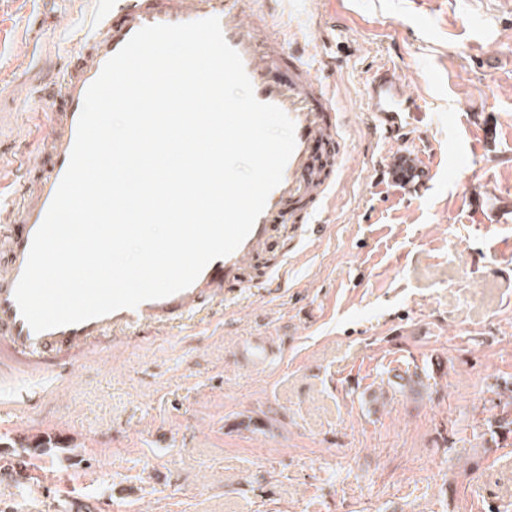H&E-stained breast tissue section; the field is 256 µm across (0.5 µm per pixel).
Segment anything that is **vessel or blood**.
<instances>
[{"label": "vessel or blood", "instance_id": "obj_1", "mask_svg": "<svg viewBox=\"0 0 512 512\" xmlns=\"http://www.w3.org/2000/svg\"><path fill=\"white\" fill-rule=\"evenodd\" d=\"M92 21L78 30L67 66L45 95L54 103L35 157L17 160L25 181L0 200V388L21 378H62L93 356L110 350L114 340L139 336L146 327L184 325L189 317L224 302V291L241 288L250 261L272 251L278 225L306 224L313 239L336 187L323 179L319 152L338 148L344 115L338 112L314 73L298 56L285 51L265 27L272 0H90ZM218 18L226 42L240 55L256 99L279 107L294 123L295 148L263 212L232 254L211 261L188 288L83 322L34 332L15 299V288L40 227L70 161L79 116L88 87L105 63L141 28ZM368 129L396 138L400 155L414 163L416 143L409 134L423 110L395 68L382 66L364 89Z\"/></svg>", "mask_w": 512, "mask_h": 512}]
</instances>
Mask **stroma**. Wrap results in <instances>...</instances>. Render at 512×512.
Listing matches in <instances>:
<instances>
[{
  "instance_id": "obj_1",
  "label": "stroma",
  "mask_w": 512,
  "mask_h": 512,
  "mask_svg": "<svg viewBox=\"0 0 512 512\" xmlns=\"http://www.w3.org/2000/svg\"><path fill=\"white\" fill-rule=\"evenodd\" d=\"M345 115L326 235L288 287L210 323L119 340L33 412L0 417V512H512V0H282ZM91 6L0 0V155H35ZM395 67L425 104V181L363 84ZM38 464L37 481L14 462Z\"/></svg>"
}]
</instances>
